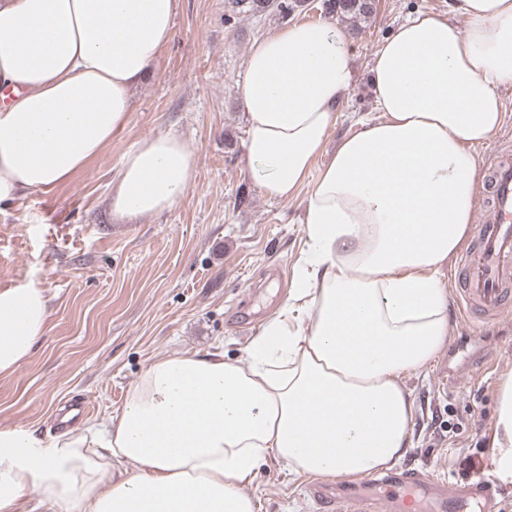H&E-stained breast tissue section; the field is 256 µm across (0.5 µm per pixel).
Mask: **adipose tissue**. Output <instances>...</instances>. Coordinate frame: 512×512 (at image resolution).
<instances>
[{
    "label": "adipose tissue",
    "mask_w": 512,
    "mask_h": 512,
    "mask_svg": "<svg viewBox=\"0 0 512 512\" xmlns=\"http://www.w3.org/2000/svg\"><path fill=\"white\" fill-rule=\"evenodd\" d=\"M178 0H0V203L69 180L123 130L131 90L173 35ZM468 28L411 13L374 54L379 119L333 154L327 132L354 81L349 34L328 20L256 40L240 87L246 158L265 195L308 189L306 248L288 294L243 357L149 364L105 422L50 443L0 428V512H254L242 488L276 454L295 472L363 478L400 460L414 402L402 378L448 335L438 274L463 247L477 146L504 121L512 0H453ZM319 174L311 169L318 157ZM194 165L171 136L122 160L110 208L171 209ZM45 289H0V375L44 336ZM492 439L512 482V376Z\"/></svg>",
    "instance_id": "1"
}]
</instances>
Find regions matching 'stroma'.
<instances>
[{
  "mask_svg": "<svg viewBox=\"0 0 512 512\" xmlns=\"http://www.w3.org/2000/svg\"><path fill=\"white\" fill-rule=\"evenodd\" d=\"M451 0H375L367 18H337L353 32L355 85L336 109L327 145L377 118L366 74L386 36L411 11L450 12ZM225 0H180L172 39L131 95L126 128L103 154L45 193L0 205V288L32 283L50 298L47 329L31 357L0 376V428L56 436L65 405L86 400L87 421L118 412L151 362L184 352L241 356L287 295L305 248L308 196L280 201L255 183L243 148L240 82L254 40L286 22L322 20L321 0L291 19L275 13L225 21ZM459 27L469 20L451 14ZM172 135L194 176L170 210L135 220L113 216L112 184L142 140ZM473 356L456 386L442 372L457 338ZM512 375V318L495 324L448 310V337L424 368L407 373L414 402L402 468L456 481L491 462L501 382ZM309 475L267 457L244 490L256 512H319Z\"/></svg>",
  "mask_w": 512,
  "mask_h": 512,
  "instance_id": "35a3bbf8",
  "label": "stroma"
}]
</instances>
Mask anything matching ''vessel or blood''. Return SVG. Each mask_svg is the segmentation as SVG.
<instances>
[{"label": "vessel or blood", "instance_id": "vessel-or-blood-1", "mask_svg": "<svg viewBox=\"0 0 512 512\" xmlns=\"http://www.w3.org/2000/svg\"><path fill=\"white\" fill-rule=\"evenodd\" d=\"M488 218L475 225L471 246L455 270L454 301L485 323L512 311V155L494 154L489 167ZM378 493L337 490L309 484L322 512H401L413 490H427L425 512H499L498 490L491 478L450 483L431 480L426 471L397 469L378 480Z\"/></svg>", "mask_w": 512, "mask_h": 512}]
</instances>
